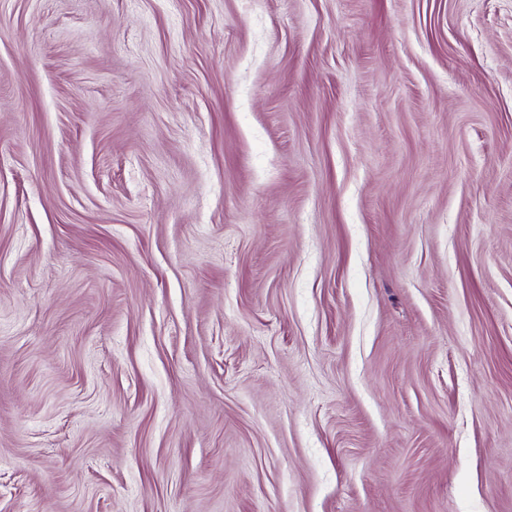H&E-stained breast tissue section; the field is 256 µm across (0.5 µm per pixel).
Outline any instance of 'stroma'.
Masks as SVG:
<instances>
[{"mask_svg":"<svg viewBox=\"0 0 512 512\" xmlns=\"http://www.w3.org/2000/svg\"><path fill=\"white\" fill-rule=\"evenodd\" d=\"M0 512H512V0H0Z\"/></svg>","mask_w":512,"mask_h":512,"instance_id":"stroma-1","label":"stroma"}]
</instances>
